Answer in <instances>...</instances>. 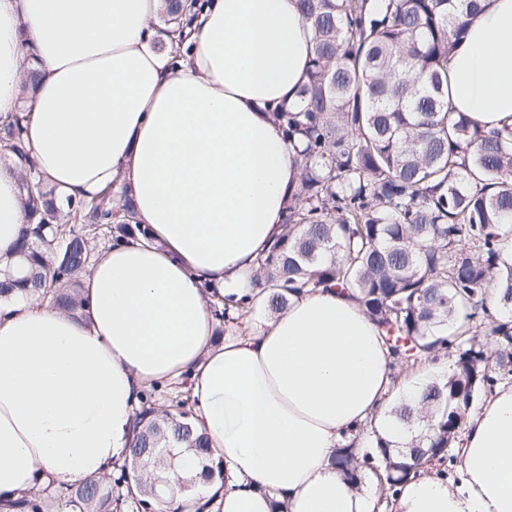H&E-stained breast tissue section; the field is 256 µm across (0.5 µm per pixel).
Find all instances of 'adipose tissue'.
Masks as SVG:
<instances>
[{
	"mask_svg": "<svg viewBox=\"0 0 512 512\" xmlns=\"http://www.w3.org/2000/svg\"><path fill=\"white\" fill-rule=\"evenodd\" d=\"M163 0H0V116L21 95L24 140L57 192L132 191L147 238L99 252L74 317L49 300L0 304V501L121 463L141 391L186 380L224 464L158 512H370L332 459L384 407L395 361L349 293L321 288L211 343L214 296L252 294L300 169L271 117L298 103L312 52L296 0H204L180 57L157 47ZM40 71L23 89L28 70ZM448 103L512 127V0H480L448 59ZM21 170L0 164V257L27 222ZM458 485L412 471L393 512H512V386L470 411Z\"/></svg>",
	"mask_w": 512,
	"mask_h": 512,
	"instance_id": "1",
	"label": "adipose tissue"
}]
</instances>
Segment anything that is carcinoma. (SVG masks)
Here are the masks:
<instances>
[{
	"label": "carcinoma",
	"instance_id": "cac0c4a2",
	"mask_svg": "<svg viewBox=\"0 0 512 512\" xmlns=\"http://www.w3.org/2000/svg\"><path fill=\"white\" fill-rule=\"evenodd\" d=\"M478 0H299L313 30L314 50L295 109L274 113L296 149L300 179L290 192L284 231L257 260L256 286L276 314L288 297L310 288L352 289L375 322L397 365L453 349V373L434 382L417 403L392 409L405 425L428 424L405 450L385 456L391 490L408 471L445 451L463 431L474 399L492 389L484 345L477 339L489 314L485 288L512 308V258L502 242L512 220V130H485L448 108V56ZM192 5L165 0L162 22L180 37ZM21 111L0 119V160L23 169L20 195L28 224L15 264L0 268V299H50L61 311L83 308L81 277L101 245L147 236L127 188L108 186L90 198L58 202L24 142ZM469 242V248L461 243ZM458 323L446 333L448 322ZM498 340L499 369L512 373V324L489 325ZM166 385L143 391L133 441L112 473L77 486L46 487L14 502L15 512H155L156 488L174 448L194 452L199 478L224 483L208 437L197 430L189 392L159 400ZM333 463L360 480L355 442Z\"/></svg>",
	"mask_w": 512,
	"mask_h": 512
}]
</instances>
